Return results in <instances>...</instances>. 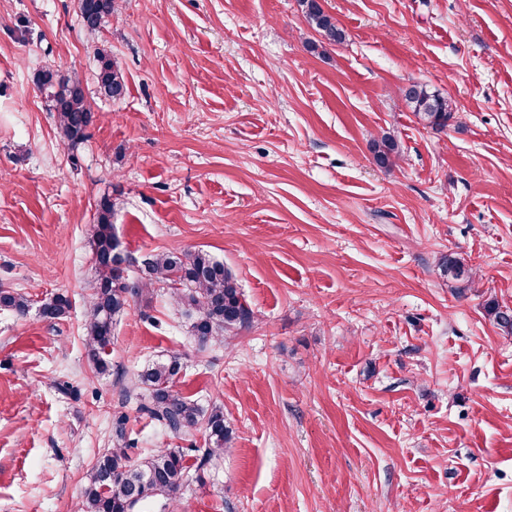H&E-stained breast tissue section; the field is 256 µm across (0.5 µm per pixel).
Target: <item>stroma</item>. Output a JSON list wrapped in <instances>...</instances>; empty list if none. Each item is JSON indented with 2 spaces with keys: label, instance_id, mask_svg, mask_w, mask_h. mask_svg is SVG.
<instances>
[{
  "label": "stroma",
  "instance_id": "obj_1",
  "mask_svg": "<svg viewBox=\"0 0 512 512\" xmlns=\"http://www.w3.org/2000/svg\"><path fill=\"white\" fill-rule=\"evenodd\" d=\"M118 0L90 36L79 0H0V286L70 296L65 320L0 311V512H76L127 417L132 458L203 447L139 409L135 376L179 356L182 394L232 432L176 508L135 512H512V0ZM111 50L127 93L96 91ZM77 72L98 119L59 139L36 73ZM414 83L450 97L420 123ZM398 151L379 166L374 140ZM130 277L201 250L237 279L249 326L202 348L167 286L87 364L98 202ZM451 256L471 284L444 275ZM304 13L311 26L317 30L329 44H340L345 41L346 35L336 20L325 13L319 0H299ZM405 97L415 116L435 128L446 127L455 110L451 99L432 92L426 85H411Z\"/></svg>",
  "mask_w": 512,
  "mask_h": 512
}]
</instances>
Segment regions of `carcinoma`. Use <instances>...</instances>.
<instances>
[{"instance_id":"obj_1","label":"carcinoma","mask_w":512,"mask_h":512,"mask_svg":"<svg viewBox=\"0 0 512 512\" xmlns=\"http://www.w3.org/2000/svg\"><path fill=\"white\" fill-rule=\"evenodd\" d=\"M311 26L329 44H341L346 35L336 20L325 13L319 0H300ZM82 25L91 36L96 35L104 19L117 10V0H79ZM95 79L98 91L108 99L125 95L126 81L119 62L104 48L96 51ZM35 83L45 95L59 136L74 149L89 137L95 112L88 100L77 72L68 75L56 69L40 70ZM406 101L415 116L435 128L448 126L455 110L451 99L440 96L422 84L411 85ZM396 142L383 137L374 142V155L385 165L396 152ZM117 202L110 197L97 204L93 261L95 275L90 284L86 307L85 350L89 365L98 373L107 371L106 349L111 343L112 325L130 306L132 299H144L149 287L162 282L175 289L174 302L179 307L195 310L192 333L198 345L205 347L223 339L248 324L252 312L224 264L202 251L162 252L144 261L136 283L129 282L127 256L119 251L113 233L112 215ZM444 271L453 279L470 282L472 273L454 258L443 261ZM72 303L64 292H58L42 305V313L53 320L64 319ZM31 307L22 293L0 288V310L24 316ZM496 323L512 331V309L497 303L489 308ZM182 368L180 358L172 355L153 362L137 376V383L148 387L149 401L143 406L148 416L177 436L204 430L206 447L196 449L197 467H204L224 452L230 441L224 424V410L219 406L205 409L197 401L174 389V380ZM114 448L100 455L86 476L78 512H133L140 503L166 498L176 501L187 477L188 466L181 448H159L141 461L134 462L124 418L116 420L112 431Z\"/></svg>"}]
</instances>
